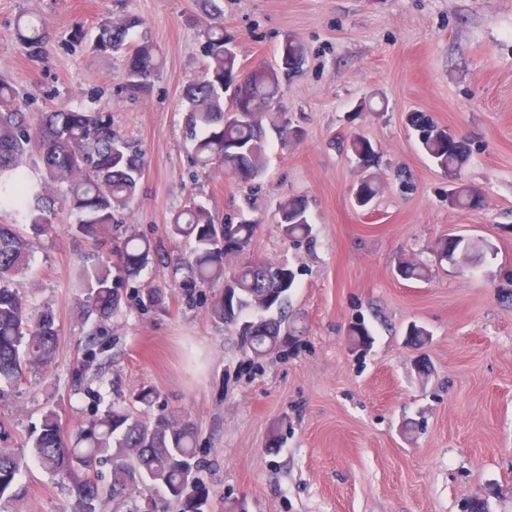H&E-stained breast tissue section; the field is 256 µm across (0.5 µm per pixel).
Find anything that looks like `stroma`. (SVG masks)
<instances>
[{"label":"stroma","mask_w":512,"mask_h":512,"mask_svg":"<svg viewBox=\"0 0 512 512\" xmlns=\"http://www.w3.org/2000/svg\"><path fill=\"white\" fill-rule=\"evenodd\" d=\"M224 32L243 64L274 62L298 42L303 73L282 88L281 106L300 137L272 142L261 178L241 183L190 158L181 92L202 66L206 17L195 0H0V75L29 111L67 105L101 112L143 156L140 192L118 220L152 238L164 257L182 242L165 227L190 196L220 221H257L250 248L226 268L289 261L296 281L288 324L295 334L250 360L235 329L214 321V289H170L162 311L128 301L112 322L113 365L103 402L149 419L191 415L200 438L207 512L244 503L247 512H463L466 498L512 512V0H222ZM142 17L132 43H153L162 66L137 98L122 89V55L93 47L98 26ZM50 24L41 54L15 34L20 15ZM419 111L470 145L459 175L419 150L405 116ZM379 161V193L353 207L358 173L353 135ZM480 188L478 209L451 207L448 191ZM309 202L313 239L284 240L281 203ZM60 212L21 280L60 328L51 376L29 377L0 398V448L26 451L43 409L63 427L96 411L70 400L71 374L89 329L68 278L89 249ZM490 242L437 264L448 233ZM431 265L429 280H405L398 257ZM364 319L374 343L355 349L348 328ZM424 344L405 341L411 324ZM154 401L136 400L142 388ZM278 434L280 447L269 445ZM19 503L0 512H73L68 486L38 466L24 470Z\"/></svg>","instance_id":"1"}]
</instances>
